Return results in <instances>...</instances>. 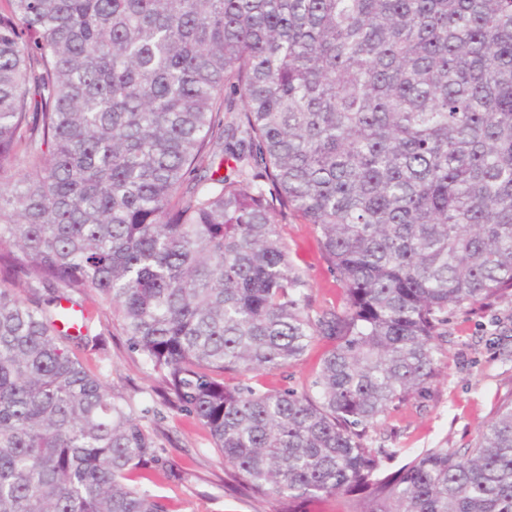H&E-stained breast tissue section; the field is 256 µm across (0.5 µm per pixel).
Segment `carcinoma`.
Instances as JSON below:
<instances>
[{"mask_svg":"<svg viewBox=\"0 0 512 512\" xmlns=\"http://www.w3.org/2000/svg\"><path fill=\"white\" fill-rule=\"evenodd\" d=\"M1 267L0 512H166L68 350L89 291L255 496L512 512V401L462 452L365 443L429 395L449 313L512 297V0H9ZM319 338L303 390L252 384ZM279 224L284 240L288 244L290 255L301 268L309 284V294L314 308L344 306L345 291L336 272L324 258L316 234L311 224L289 215L286 221L280 216Z\"/></svg>","mask_w":512,"mask_h":512,"instance_id":"1","label":"carcinoma"}]
</instances>
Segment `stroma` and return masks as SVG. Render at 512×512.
<instances>
[{"label":"stroma","mask_w":512,"mask_h":512,"mask_svg":"<svg viewBox=\"0 0 512 512\" xmlns=\"http://www.w3.org/2000/svg\"><path fill=\"white\" fill-rule=\"evenodd\" d=\"M281 232L309 284L314 308H343L344 287L324 258L312 225L292 215L282 222ZM82 304L94 320L100 344L95 348L74 344L71 352L89 374L101 377L133 404L161 461L149 479H138V486L161 496L169 512H281L278 500L228 490L231 478L208 429L169 401L160 378L131 351L99 296L86 294ZM329 347L328 340H320L301 361L256 374L255 381L271 388L302 389ZM508 399H512V300L502 298L449 316L448 341L432 392L382 419L372 435L373 445L416 453L469 447Z\"/></svg>","instance_id":"1"}]
</instances>
